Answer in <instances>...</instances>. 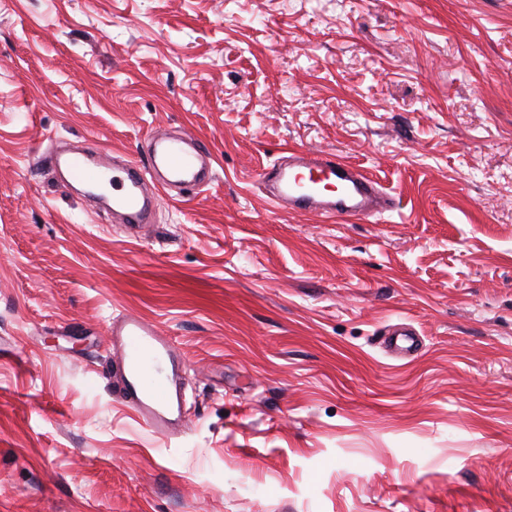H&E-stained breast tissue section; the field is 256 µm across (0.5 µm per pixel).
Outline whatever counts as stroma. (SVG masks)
Instances as JSON below:
<instances>
[{"instance_id": "obj_1", "label": "stroma", "mask_w": 512, "mask_h": 512, "mask_svg": "<svg viewBox=\"0 0 512 512\" xmlns=\"http://www.w3.org/2000/svg\"><path fill=\"white\" fill-rule=\"evenodd\" d=\"M155 130L216 177L137 236L47 162ZM290 149L396 208L266 205ZM122 313L175 341L169 434ZM0 512H512V0H0ZM109 332L123 375L122 401L142 424L168 433L180 422L182 406L176 381L181 361L174 344L154 323L132 314L114 319Z\"/></svg>"}]
</instances>
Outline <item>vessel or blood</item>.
Segmentation results:
<instances>
[{
	"mask_svg": "<svg viewBox=\"0 0 512 512\" xmlns=\"http://www.w3.org/2000/svg\"><path fill=\"white\" fill-rule=\"evenodd\" d=\"M149 148L151 155L143 165L130 161L115 169L107 153L95 150L57 154L51 163L64 172L66 185L111 191L113 209L135 228L150 222L172 186L199 188L214 179L205 152L185 138L157 135ZM271 181L270 202L297 213L363 220L391 207L367 173L328 154L289 150L287 162L275 168ZM110 336L123 375L122 401L142 424L168 433L180 422L182 406L176 381L180 358L174 344L154 323L132 314L114 319Z\"/></svg>",
	"mask_w": 512,
	"mask_h": 512,
	"instance_id": "b4317fda",
	"label": "vessel or blood"
}]
</instances>
